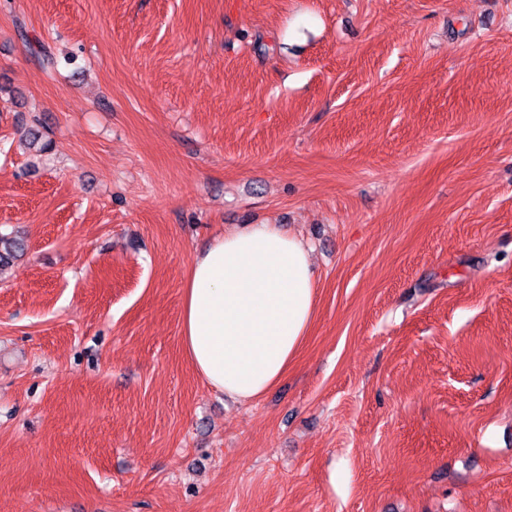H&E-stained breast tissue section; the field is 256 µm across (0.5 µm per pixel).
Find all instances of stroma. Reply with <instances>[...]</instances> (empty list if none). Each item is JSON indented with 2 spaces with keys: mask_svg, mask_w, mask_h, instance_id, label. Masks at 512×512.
Wrapping results in <instances>:
<instances>
[{
  "mask_svg": "<svg viewBox=\"0 0 512 512\" xmlns=\"http://www.w3.org/2000/svg\"><path fill=\"white\" fill-rule=\"evenodd\" d=\"M253 224L319 293L238 403L180 317ZM16 229L0 512H512V0H0Z\"/></svg>",
  "mask_w": 512,
  "mask_h": 512,
  "instance_id": "obj_1",
  "label": "stroma"
}]
</instances>
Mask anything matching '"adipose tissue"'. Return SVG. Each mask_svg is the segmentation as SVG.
Listing matches in <instances>:
<instances>
[{
	"instance_id": "ef3b65f1",
	"label": "adipose tissue",
	"mask_w": 512,
	"mask_h": 512,
	"mask_svg": "<svg viewBox=\"0 0 512 512\" xmlns=\"http://www.w3.org/2000/svg\"><path fill=\"white\" fill-rule=\"evenodd\" d=\"M317 288L307 247L278 225L216 237L184 288L181 341L197 375L231 400L261 399L298 355Z\"/></svg>"
}]
</instances>
